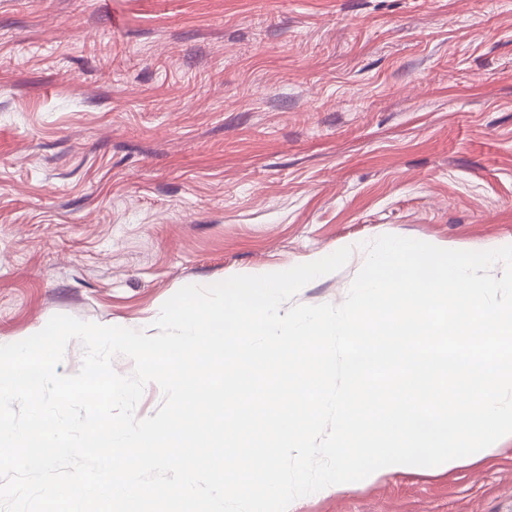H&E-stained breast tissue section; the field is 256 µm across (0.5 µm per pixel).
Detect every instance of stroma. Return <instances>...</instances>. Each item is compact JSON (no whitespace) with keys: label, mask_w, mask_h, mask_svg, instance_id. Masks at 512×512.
Wrapping results in <instances>:
<instances>
[{"label":"stroma","mask_w":512,"mask_h":512,"mask_svg":"<svg viewBox=\"0 0 512 512\" xmlns=\"http://www.w3.org/2000/svg\"><path fill=\"white\" fill-rule=\"evenodd\" d=\"M385 234L512 245V0H0V345ZM288 512H512V438Z\"/></svg>","instance_id":"obj_1"}]
</instances>
